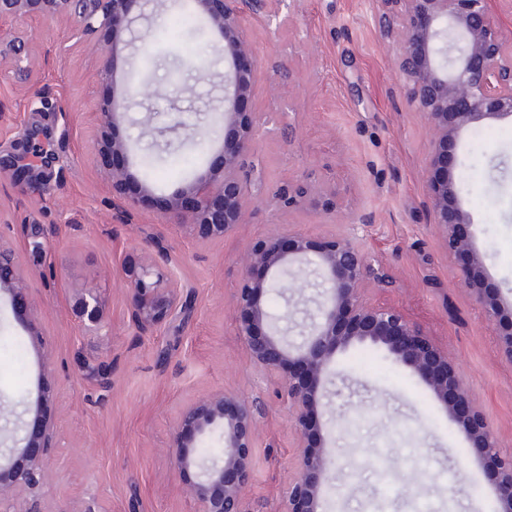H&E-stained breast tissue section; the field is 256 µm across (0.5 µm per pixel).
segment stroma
Returning <instances> with one entry per match:
<instances>
[{"mask_svg": "<svg viewBox=\"0 0 512 512\" xmlns=\"http://www.w3.org/2000/svg\"><path fill=\"white\" fill-rule=\"evenodd\" d=\"M170 0L140 20L141 38L123 54L164 95L145 102L114 127L135 152L172 156L156 169L157 192L132 220L111 206L95 113L119 96L123 79L98 75L101 48L112 35H72L66 21L0 24V39L32 36V55L0 64V156L23 153L20 132L37 130L52 165H32L25 191L0 183V241L20 250L30 268L27 304L0 293V450L15 447L33 424L41 391L56 451L41 490L46 512H201L187 491L196 469L177 470L170 456L180 407L213 390L267 407L257 440L246 512H281L296 467V435L287 405L256 367L235 332L239 257L247 243L292 221L324 236L346 230L356 216L371 224L358 235L393 279L371 288V302L399 310L446 352L473 404L512 456V360L498 329L469 290L459 287L438 231L424 209L428 127L410 111L392 36L380 29V0H281L280 16L249 18L263 67L247 107L261 128L247 160V189L256 208L233 236L203 244L192 228L165 220L166 195L181 182L179 168L219 172L221 148L212 125L224 83V57L212 55L203 74L176 73L179 56L195 49L176 25ZM176 46L144 63L142 50L157 24ZM39 81L46 103L25 86ZM298 90L287 94L286 83ZM448 171L472 217L464 233L482 258L485 287L512 306V117L463 132ZM335 183L336 211L326 218L284 207L278 191L303 175ZM41 229L59 245L37 256L23 250L25 230ZM167 248L170 271L182 284L190 313L180 328L165 324L139 335L129 322L130 298L118 272L138 258L147 238ZM98 290L108 334L80 325L71 310L85 287ZM316 291L271 292L264 300L288 314L299 340ZM37 327L39 339L29 329ZM103 365L109 387L85 378ZM327 391L333 416L324 453L332 479L320 512H493V488L475 448L432 391L408 368L369 346L340 351ZM356 411L365 421L341 432L336 415ZM424 490L414 489V481Z\"/></svg>", "mask_w": 512, "mask_h": 512, "instance_id": "stroma-1", "label": "stroma"}]
</instances>
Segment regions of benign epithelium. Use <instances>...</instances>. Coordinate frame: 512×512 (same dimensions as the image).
<instances>
[{"mask_svg":"<svg viewBox=\"0 0 512 512\" xmlns=\"http://www.w3.org/2000/svg\"><path fill=\"white\" fill-rule=\"evenodd\" d=\"M145 0H0V21L22 18L73 20V34L98 29L132 31L143 18ZM273 0H192L193 11L217 36L224 51V113L221 130L222 174L197 175L182 182L168 198L166 220L196 230L198 240L210 242L234 233L254 207L247 193L244 167L258 138L256 113L243 105L253 93L260 58L247 18L273 17ZM382 28L394 36L398 67L410 108L424 118L429 131L425 186L430 223L441 233L460 284L469 289L489 320L499 323V345L512 360V310L479 287L480 258L461 233L471 217L460 205L456 181L448 176V158L463 131L486 120L512 117V38L504 36L502 15H512V0H381ZM117 46L100 51V76L116 74ZM160 94L148 84L128 83L120 101L99 113L101 128L117 117L135 112L143 101ZM130 143L112 139V165L106 167L112 185V207L129 219L140 205L139 195L127 192L132 179ZM291 211L329 215L336 211V189L299 180L281 193ZM371 223L360 215L355 227L342 233L312 238L290 222L275 233L249 242L240 257L241 279L235 295L236 334L251 360L277 381V395L287 400L297 434L298 472L288 488L283 512H319L329 480L323 415L325 375L340 349L371 345L409 368L434 393L452 421L477 449L496 498L494 512H512V457L497 452L496 439L483 414L475 408L448 354L436 348L399 310L369 301L367 288L392 286L383 267L360 243L356 226ZM168 253L146 250L136 261L121 265L120 278L131 295L130 320L148 332L172 319L181 302L180 285L168 270ZM288 276L296 288L318 289L316 313L299 343L282 336L278 322L288 316L269 311L263 299ZM29 271L18 253L0 244V292L18 302L27 300ZM72 311L88 329L105 327L94 288L75 297ZM23 446L0 456V512L3 504L23 500V512H43L37 490L48 477L47 463L55 444L41 407ZM262 407L240 402L224 390L186 404L175 421L170 447L180 470L197 466V481L188 493L202 512H245L244 492L251 482L253 457ZM215 427L222 429V456L205 461L187 436L197 438Z\"/></svg>","mask_w":512,"mask_h":512,"instance_id":"obj_1","label":"benign epithelium"}]
</instances>
